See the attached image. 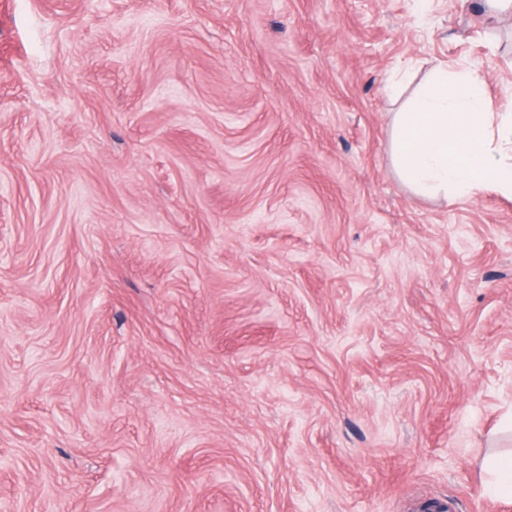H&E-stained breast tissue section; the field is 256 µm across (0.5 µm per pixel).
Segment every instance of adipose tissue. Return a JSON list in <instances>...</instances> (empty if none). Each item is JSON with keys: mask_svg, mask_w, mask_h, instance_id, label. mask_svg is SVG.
Segmentation results:
<instances>
[{"mask_svg": "<svg viewBox=\"0 0 512 512\" xmlns=\"http://www.w3.org/2000/svg\"><path fill=\"white\" fill-rule=\"evenodd\" d=\"M393 155L423 195L471 198L487 187L512 196V113L488 108L467 71H437L395 121Z\"/></svg>", "mask_w": 512, "mask_h": 512, "instance_id": "obj_1", "label": "adipose tissue"}]
</instances>
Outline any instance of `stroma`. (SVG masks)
I'll return each mask as SVG.
<instances>
[{
	"label": "stroma",
	"instance_id": "35a3bbf8",
	"mask_svg": "<svg viewBox=\"0 0 512 512\" xmlns=\"http://www.w3.org/2000/svg\"><path fill=\"white\" fill-rule=\"evenodd\" d=\"M481 0H0V512H512V197H423ZM489 490L504 498H512V453H502L490 463Z\"/></svg>",
	"mask_w": 512,
	"mask_h": 512
}]
</instances>
